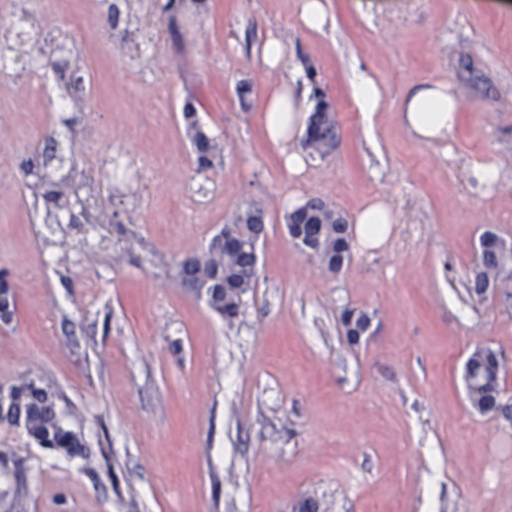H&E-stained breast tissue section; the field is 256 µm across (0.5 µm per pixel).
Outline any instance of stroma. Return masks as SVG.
<instances>
[{"label":"stroma","instance_id":"35a3bbf8","mask_svg":"<svg viewBox=\"0 0 512 512\" xmlns=\"http://www.w3.org/2000/svg\"><path fill=\"white\" fill-rule=\"evenodd\" d=\"M163 2L132 0L113 30L100 0H0L74 49L93 85L68 127L52 77L29 91L36 60L0 85V272L16 299L0 384H51L95 454L58 456L0 425V449L29 465L27 512H302L308 500L315 512H512V280L482 303L466 291L486 228L512 238V0H330L321 34L301 25L299 0H205L173 17ZM273 35L305 89L328 92L343 134L299 179L265 131L277 75L256 52ZM357 68L384 92L368 116L353 103ZM441 81L460 119L429 145L400 109ZM189 98L223 150L205 172L181 123ZM50 136L106 193L109 223H45L22 163ZM476 161L504 181L477 186ZM311 196L349 217L384 197L388 241L326 271L285 229L289 202ZM251 204L267 224L258 279L228 323L175 265ZM347 307L372 318L357 345ZM484 346L505 361L496 416L472 407L464 381ZM368 323L364 326V331L361 336H357V331L361 329L364 322ZM340 322L345 333V337L350 344H358L364 336L369 335L371 320H369V314L362 309H346L340 316Z\"/></svg>","mask_w":512,"mask_h":512}]
</instances>
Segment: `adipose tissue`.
<instances>
[{
  "instance_id": "1",
  "label": "adipose tissue",
  "mask_w": 512,
  "mask_h": 512,
  "mask_svg": "<svg viewBox=\"0 0 512 512\" xmlns=\"http://www.w3.org/2000/svg\"><path fill=\"white\" fill-rule=\"evenodd\" d=\"M285 57L286 49L280 39L272 37L265 41L262 63L281 75L265 102V129L268 139L280 148L289 174L297 177L306 168L307 155L295 146V136L305 130L312 104L307 92L298 86V71L285 68ZM458 118V95L448 82L420 85L405 97L400 112L401 123L419 141L430 145L447 139ZM394 222L395 213L387 200L378 196L369 199L354 216L357 245L363 249L381 246Z\"/></svg>"
}]
</instances>
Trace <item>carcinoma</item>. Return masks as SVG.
<instances>
[{
    "label": "carcinoma",
    "instance_id": "1",
    "mask_svg": "<svg viewBox=\"0 0 512 512\" xmlns=\"http://www.w3.org/2000/svg\"><path fill=\"white\" fill-rule=\"evenodd\" d=\"M131 10L129 0H112L107 4L106 17L111 28L116 29L125 22L124 13ZM183 127L190 141L195 163L200 170L214 168L222 159V152L215 139L201 124L193 107L185 108L182 113ZM54 156L40 163L28 164L27 176L30 183L27 188L33 195L50 200L54 189L64 192L67 184L82 179L83 173L77 171L76 164L70 163L68 176H63L60 167L51 165ZM342 225L333 224L326 229L328 250L335 254H344V262L351 254L346 252L340 237ZM220 276L236 281V288L226 293L222 289L208 288L200 293V288ZM176 278L198 300L205 304L225 321L233 322L241 313L244 298L255 287L258 274L252 272L247 254L240 250L234 254L224 253V245L211 236L201 252L188 257L185 265H176ZM369 320L368 312L362 309H346L340 316V322L347 341L357 344L362 337L357 335L364 322ZM505 367L492 361L476 348L467 358L464 366L467 394L472 405L478 406L484 401L503 399L502 381ZM0 423L22 429L27 437L41 448L50 449L65 457L80 456L90 459L91 453L81 433L73 430L59 410L56 394L48 385H42L28 377H19L6 385V393L0 397ZM24 460L16 457L7 449H0V474L13 477L5 489L0 491V504L4 512H27L24 490Z\"/></svg>",
    "mask_w": 512,
    "mask_h": 512
}]
</instances>
